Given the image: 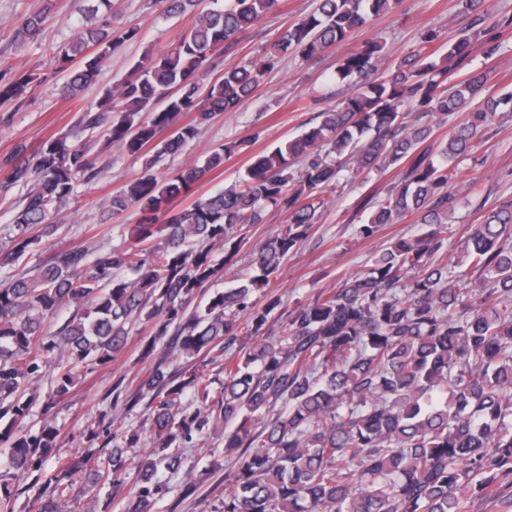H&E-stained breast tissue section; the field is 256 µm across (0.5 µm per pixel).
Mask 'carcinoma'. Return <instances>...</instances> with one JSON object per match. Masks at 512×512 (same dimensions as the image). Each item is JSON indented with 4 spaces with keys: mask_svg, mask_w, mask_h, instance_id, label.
<instances>
[{
    "mask_svg": "<svg viewBox=\"0 0 512 512\" xmlns=\"http://www.w3.org/2000/svg\"><path fill=\"white\" fill-rule=\"evenodd\" d=\"M161 2L170 16L195 14V24L166 51L145 54L80 117L90 137L101 134L105 145L146 157L143 175L108 201L113 215L142 213L133 244L91 260L83 250H61L0 283V449L8 466L33 488L52 487L41 512H70L69 486L42 469L59 429L48 418L38 432L24 430L36 400L31 385L55 362L43 403L49 415L54 400L122 352L130 324L144 321L151 336L142 355L151 356L172 329L180 353L202 364L177 376L158 365L136 390L112 388L113 399L130 410L149 397L152 447L137 462L138 486L120 499L121 512H158L165 492L159 470L179 474L178 449L212 431L223 432L224 454L234 463L215 512H464L472 490L508 491L512 203L469 225L457 260L446 262L439 252L453 210L456 160L480 149L497 113L512 112V93L494 94L489 73L469 68L477 47L488 59L498 54L512 17L490 15L487 0H456L467 23L439 59L428 51L441 40L435 29L387 66L381 44L364 42L336 69L351 94L321 112L319 125L254 154L242 182L177 210L173 201L223 166L239 143L169 176L153 172L157 158L181 152L216 114L252 99L280 56H319L400 0H318L262 57L224 69L206 89L201 77L215 53L238 43L280 0H209V7L204 0ZM53 8V0H44L18 36L37 38ZM138 34L135 27L112 26V0H93L75 40L56 52L66 73L60 95L74 98L96 84L104 64ZM30 83L31 74L1 68L0 101L21 97ZM459 113L464 119L448 140L430 143ZM186 114L192 119L178 123ZM25 153L26 146L16 147L6 181L26 188L7 263L34 243L30 228L53 230L50 219L78 180L97 176L88 141L76 144L61 134L33 158ZM345 162L358 174L398 168L386 198L358 202L368 213L359 236L409 213L419 215L425 231L397 241L339 288L297 305L277 331L270 322L281 300L258 293L307 237L328 198L345 192ZM268 213L287 214L288 224L256 250L244 280L204 296L241 248L235 227L260 224ZM217 244L219 260L212 255ZM68 305L76 313L48 330ZM214 370L224 374L218 387ZM98 427L112 431L107 462L89 449L60 468L83 471L92 486L108 483L116 492L128 466L126 449L138 446L140 434L103 416ZM17 499V490L0 482V512H15Z\"/></svg>",
    "mask_w": 512,
    "mask_h": 512,
    "instance_id": "carcinoma-1",
    "label": "carcinoma"
}]
</instances>
